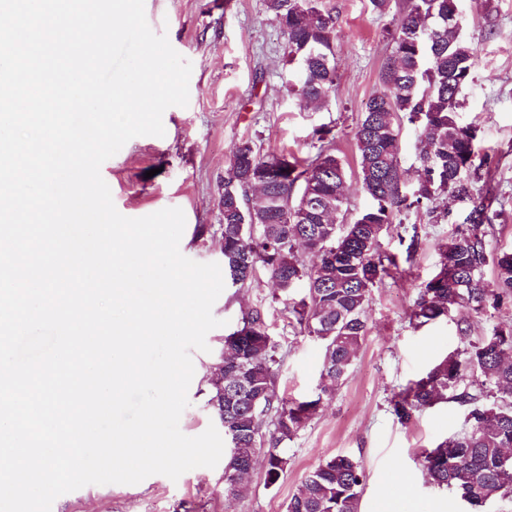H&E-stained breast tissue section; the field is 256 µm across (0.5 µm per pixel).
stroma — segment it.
I'll return each mask as SVG.
<instances>
[{"label": "stroma", "instance_id": "obj_1", "mask_svg": "<svg viewBox=\"0 0 512 512\" xmlns=\"http://www.w3.org/2000/svg\"><path fill=\"white\" fill-rule=\"evenodd\" d=\"M336 16V82L327 110L317 112L288 90L294 77L284 49L286 38L267 12L265 0H145L151 29L166 35L189 60L192 73L187 106L163 114L165 134L128 141L101 167L114 205L129 218L167 207L181 208L186 224L180 251L199 263H222L214 231L224 221V172L235 146L251 140L259 155L291 154L302 160L325 147L356 171L354 128L370 96L381 92V71L393 50L385 25L405 13L411 0H391L378 14L369 0H322ZM461 36L475 55L473 80L461 92L464 121L479 128L478 146L494 155L492 184L505 211L489 228L495 250H512V0H457ZM327 129L318 138L317 129ZM448 221L432 223L425 210H409L381 239L383 252L395 254L399 269L372 288L366 318L368 335L348 375L319 414L285 445L286 473L266 483L263 465L248 475L240 497L224 495V468L199 467L171 480L156 474L134 485H88L58 497L51 512H285L304 477L325 458L347 454L362 463L367 481L361 512H380L390 482L401 512H463L452 489L428 483L419 456L423 449L462 432L467 409L450 401L419 413L407 425L393 415L389 400L439 358L478 341L503 322L512 321V303L475 314L459 308L444 320L422 327L410 321L420 285L438 261V247L466 213L453 198H441ZM417 225L418 245L407 251L399 242L401 226ZM260 308L281 362L276 390L285 399L313 395L323 348L301 330L265 274L251 287L225 285L212 312L222 327L211 330L208 352H193L194 376L189 405L179 427L185 435L203 433L214 416L207 404V374L215 366L226 334L252 308ZM467 322V337L457 332Z\"/></svg>", "mask_w": 512, "mask_h": 512}]
</instances>
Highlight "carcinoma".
I'll return each mask as SVG.
<instances>
[{"label":"carcinoma","mask_w":512,"mask_h":512,"mask_svg":"<svg viewBox=\"0 0 512 512\" xmlns=\"http://www.w3.org/2000/svg\"><path fill=\"white\" fill-rule=\"evenodd\" d=\"M266 9L287 36L288 63L298 79L290 91L318 109L329 106L335 85L336 16L322 0H265ZM456 0H412L411 8L389 31L393 55L382 70L386 90L366 103L354 132L358 154L356 183L370 205L343 226L340 216L350 189L343 161L331 149L306 164L283 154L259 156L250 140L239 142L224 175V223L217 232L224 271L231 284L248 287L260 272L280 281L288 312L323 344L314 397L278 396L275 376L278 344L264 313L255 308L224 336V366L207 379L208 405L224 417L229 453L224 494L242 495L235 479L241 457L265 449L266 481L273 486L287 471L282 445L296 437L345 379L367 333L366 306L371 289L392 277L396 257L380 251V239L394 219L410 209H426L439 223L448 212L437 201L450 194L470 205L463 225L439 246L433 275L422 284L410 319L418 326L466 307L482 313L512 299V251L493 253L488 226L503 213L497 193L475 183L491 170L492 157L475 151L477 126L461 120L459 95L473 79V50L455 32ZM416 126L426 142L421 175L411 190L400 182L399 135L402 121ZM308 191L302 204L297 191ZM313 256L306 263L299 243ZM495 269V287H486L485 267ZM306 288L300 299L294 290ZM475 380L461 386L465 373ZM452 399L468 407L466 428L420 454L428 480L451 488L471 512L512 495V323L451 352L405 388L390 404L407 424L418 412ZM273 413L261 433L263 417ZM366 473L352 456L333 455L301 481L286 512H359Z\"/></svg>","instance_id":"carcinoma-1"}]
</instances>
